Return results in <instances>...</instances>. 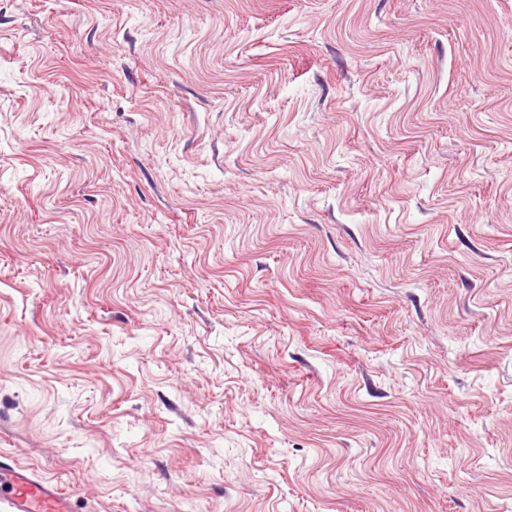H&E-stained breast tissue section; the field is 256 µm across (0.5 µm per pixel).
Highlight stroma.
Segmentation results:
<instances>
[{"mask_svg": "<svg viewBox=\"0 0 512 512\" xmlns=\"http://www.w3.org/2000/svg\"><path fill=\"white\" fill-rule=\"evenodd\" d=\"M10 461L512 512V0H0Z\"/></svg>", "mask_w": 512, "mask_h": 512, "instance_id": "1", "label": "stroma"}]
</instances>
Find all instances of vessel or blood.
I'll use <instances>...</instances> for the list:
<instances>
[{
	"label": "vessel or blood",
	"mask_w": 512,
	"mask_h": 512,
	"mask_svg": "<svg viewBox=\"0 0 512 512\" xmlns=\"http://www.w3.org/2000/svg\"><path fill=\"white\" fill-rule=\"evenodd\" d=\"M0 512H75L71 496L57 483L23 464H0Z\"/></svg>",
	"instance_id": "obj_1"
}]
</instances>
